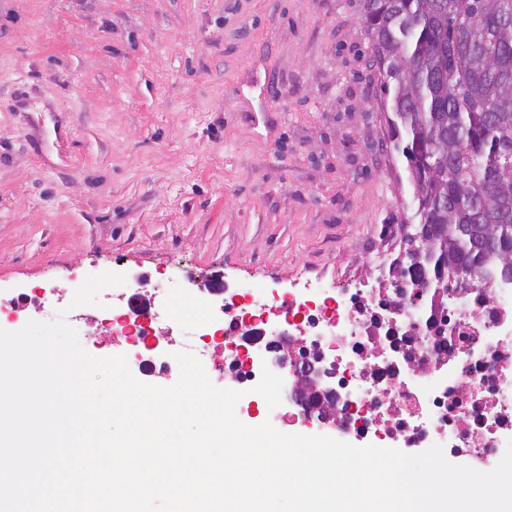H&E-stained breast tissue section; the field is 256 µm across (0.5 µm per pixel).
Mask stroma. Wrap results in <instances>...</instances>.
I'll return each mask as SVG.
<instances>
[{
  "mask_svg": "<svg viewBox=\"0 0 512 512\" xmlns=\"http://www.w3.org/2000/svg\"><path fill=\"white\" fill-rule=\"evenodd\" d=\"M363 0H0V328L67 312L88 276L183 297L368 268L416 225ZM43 288L40 308L12 299ZM170 355L216 352L159 318Z\"/></svg>",
  "mask_w": 512,
  "mask_h": 512,
  "instance_id": "stroma-1",
  "label": "stroma"
}]
</instances>
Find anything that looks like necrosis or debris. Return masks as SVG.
<instances>
[{
    "mask_svg": "<svg viewBox=\"0 0 512 512\" xmlns=\"http://www.w3.org/2000/svg\"><path fill=\"white\" fill-rule=\"evenodd\" d=\"M166 315L200 339L224 335L213 381L263 366L281 334L296 339L335 374L328 427L337 434L437 443L449 456L482 457L512 442V280L453 296L373 285L352 270L332 288L317 280L280 294L240 288L189 319L172 295ZM102 317L113 335L158 349L149 299L134 295Z\"/></svg>",
    "mask_w": 512,
    "mask_h": 512,
    "instance_id": "1",
    "label": "necrosis or debris"
}]
</instances>
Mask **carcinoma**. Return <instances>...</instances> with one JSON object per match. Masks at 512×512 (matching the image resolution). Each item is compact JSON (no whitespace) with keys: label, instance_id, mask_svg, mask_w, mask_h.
I'll return each mask as SVG.
<instances>
[{"label":"carcinoma","instance_id":"obj_1","mask_svg":"<svg viewBox=\"0 0 512 512\" xmlns=\"http://www.w3.org/2000/svg\"><path fill=\"white\" fill-rule=\"evenodd\" d=\"M363 0L380 93L430 225V253L404 248L395 278L432 286L461 269L512 278V0ZM490 224L491 250L475 223Z\"/></svg>","mask_w":512,"mask_h":512}]
</instances>
